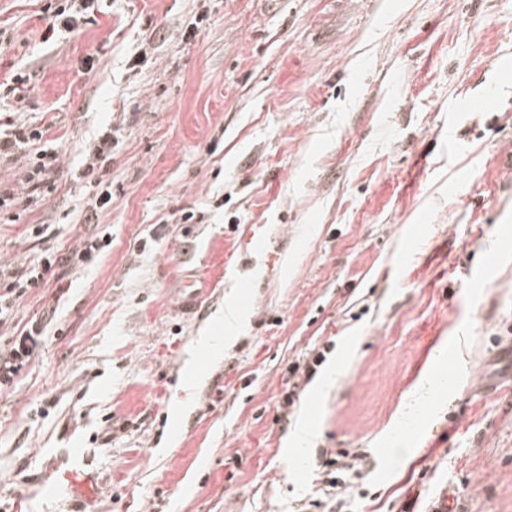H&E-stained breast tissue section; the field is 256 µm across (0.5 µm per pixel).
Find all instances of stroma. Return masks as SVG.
Listing matches in <instances>:
<instances>
[{
  "label": "stroma",
  "mask_w": 512,
  "mask_h": 512,
  "mask_svg": "<svg viewBox=\"0 0 512 512\" xmlns=\"http://www.w3.org/2000/svg\"><path fill=\"white\" fill-rule=\"evenodd\" d=\"M46 2L0 0V76L24 66V117L61 152L0 219V263L112 243L14 309L47 346L0 394V512H77L55 481L78 469L87 512H300L325 448L367 457L341 512H428L446 487L512 512V249L467 286L512 242V0H112L51 48ZM106 129L112 202L85 221ZM189 277L211 291L192 318ZM206 334L222 351L188 378Z\"/></svg>",
  "instance_id": "obj_1"
}]
</instances>
